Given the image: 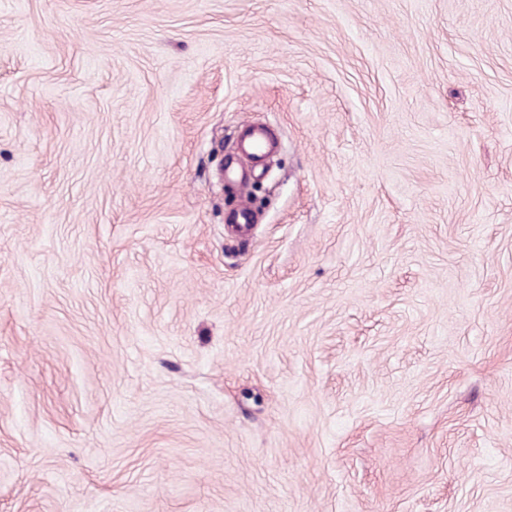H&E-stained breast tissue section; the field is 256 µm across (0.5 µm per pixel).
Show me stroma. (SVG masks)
I'll use <instances>...</instances> for the list:
<instances>
[{
  "label": "stroma",
  "mask_w": 512,
  "mask_h": 512,
  "mask_svg": "<svg viewBox=\"0 0 512 512\" xmlns=\"http://www.w3.org/2000/svg\"><path fill=\"white\" fill-rule=\"evenodd\" d=\"M0 512H512V0H0ZM241 148L250 155H260L271 147V135L266 127L245 124L239 130Z\"/></svg>",
  "instance_id": "obj_1"
}]
</instances>
